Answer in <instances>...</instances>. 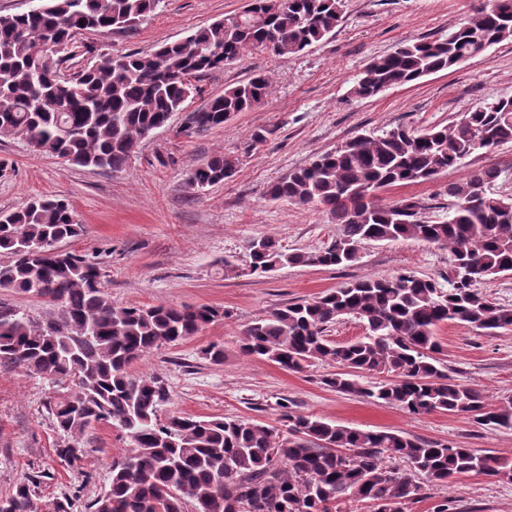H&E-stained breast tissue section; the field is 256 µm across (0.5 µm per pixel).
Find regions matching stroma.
<instances>
[{"mask_svg":"<svg viewBox=\"0 0 512 512\" xmlns=\"http://www.w3.org/2000/svg\"><path fill=\"white\" fill-rule=\"evenodd\" d=\"M481 0H345L333 34L297 54L276 56L255 50L239 62L195 79L196 90L173 115L168 127L139 143L129 166L101 172L39 155L22 138L0 140V209L32 197L67 201L83 233L67 240L68 250L98 262L106 296L117 306L212 305L228 318L134 362L139 376L157 375L169 385L171 411L203 419L243 417L274 425L279 402L361 430H390L425 441H452L467 448L512 455V434L462 417L406 412L326 386L336 364L318 362L290 372L240 349L242 329L295 300H309L363 278L402 270L437 277L447 274V250L413 240L369 242L347 267L295 266L259 276L251 273L247 244L260 236L277 238L289 250L314 252L335 239L337 227L326 213L268 200L271 184L336 150L360 135H378L403 126L425 131L453 125L476 105L512 96V41L490 47L453 69L424 76L361 99L350 90L366 65L401 42L437 38L468 19ZM247 0H161L153 15L109 33L85 31L76 41L90 53L69 61V71L93 67L103 55L151 53L183 40L212 22L241 11ZM269 81L265 100L235 114L223 126L201 134L182 132L186 113L222 95L225 88L254 72ZM266 140L251 145L254 132ZM238 158L234 176L198 193L188 188L189 173L210 155ZM487 165L501 176L494 193L512 195V146L478 152L432 182L380 191L382 203L415 198L421 217L448 219V181ZM440 357L449 375L479 388L490 403L512 398V329L489 335L464 323L438 332ZM217 344L224 362L212 364L203 351ZM65 383H50L24 369L0 366V497L28 475H42L35 501L46 506L69 498L71 512L107 488L110 462L125 444L109 425L89 436L79 467L67 466L55 450L61 437L46 409L51 397L66 393ZM512 512V482L463 475L449 484H428L410 512Z\"/></svg>","mask_w":512,"mask_h":512,"instance_id":"35a3bbf8","label":"stroma"}]
</instances>
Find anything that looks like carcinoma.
Here are the masks:
<instances>
[{
	"instance_id": "cac0c4a2",
	"label": "carcinoma",
	"mask_w": 512,
	"mask_h": 512,
	"mask_svg": "<svg viewBox=\"0 0 512 512\" xmlns=\"http://www.w3.org/2000/svg\"><path fill=\"white\" fill-rule=\"evenodd\" d=\"M160 0H39L0 14V137L22 136L36 153L72 166L123 170L138 144L183 110L191 79L240 60L247 51L295 54L334 32L343 0H248L227 16L154 53L108 56L65 76L62 52L77 49L81 31L131 26ZM512 40V0H489L445 38L408 40L371 61L351 94L374 97L391 86L449 70ZM269 85L256 73L185 115V131L224 125L261 104ZM512 144V97L478 105L451 126L417 132L396 127L355 138L273 183L267 196L325 212L339 232L315 252H290L274 237L248 242L252 273L288 265L336 267L358 260L366 242L415 240L448 250L444 282L411 270L348 282L313 299L286 304L244 326L241 350L300 372L321 361L340 366L326 384L414 416L448 412L512 432V401L489 403L458 382L440 358L438 330L451 322L493 332L512 329V308L492 302L478 285L512 272V197L489 187L500 177L485 166L448 183V221L417 218L411 199L393 205L371 190L431 181L470 155ZM238 160L217 153L197 165L188 184L204 192L233 177ZM83 233L69 203L31 198L0 212V289L40 301L42 319L0 306V365L22 367L72 389L49 403L70 467L83 439L101 424L120 431L130 451L112 460L108 487L88 512H336L347 501L369 512H407L423 496L416 480L449 484L466 473L512 479V456L424 441L391 431L350 429L280 404L285 429L241 418L197 419L171 412L169 386L135 376L134 362L184 341L227 312L211 305L115 306L96 263L62 243ZM364 336L346 344L327 338L344 316ZM389 379L366 385L368 374ZM404 462L401 468L390 459ZM40 476L0 498V512H39Z\"/></svg>"
}]
</instances>
